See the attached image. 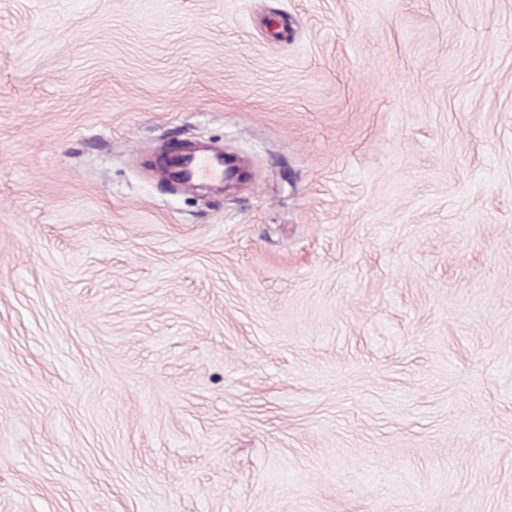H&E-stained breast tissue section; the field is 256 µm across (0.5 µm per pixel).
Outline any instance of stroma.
<instances>
[{
  "label": "stroma",
  "instance_id": "obj_1",
  "mask_svg": "<svg viewBox=\"0 0 512 512\" xmlns=\"http://www.w3.org/2000/svg\"><path fill=\"white\" fill-rule=\"evenodd\" d=\"M0 512H512V0H0ZM224 160L231 166L234 172L233 177L236 176L237 180H242L245 173L236 165H231L234 161L224 155L223 151L203 152L181 149L172 154L168 151L167 155L160 159V164L167 168L184 191L190 192L204 181L224 183L225 177L230 173Z\"/></svg>",
  "mask_w": 512,
  "mask_h": 512
}]
</instances>
